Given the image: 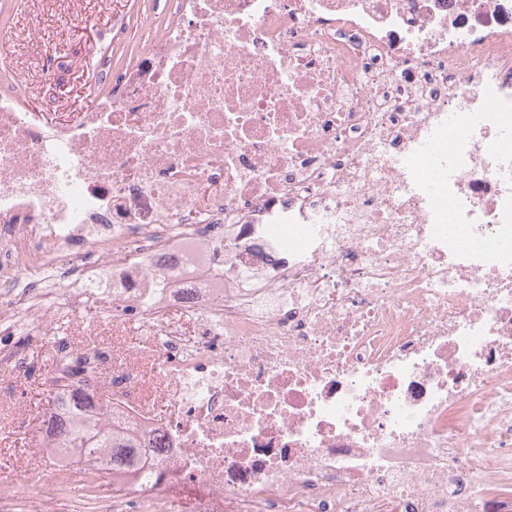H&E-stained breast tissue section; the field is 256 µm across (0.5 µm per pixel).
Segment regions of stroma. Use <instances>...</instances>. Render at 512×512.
Wrapping results in <instances>:
<instances>
[{
  "label": "stroma",
  "mask_w": 512,
  "mask_h": 512,
  "mask_svg": "<svg viewBox=\"0 0 512 512\" xmlns=\"http://www.w3.org/2000/svg\"><path fill=\"white\" fill-rule=\"evenodd\" d=\"M165 0H0V83L21 80L26 107L56 115L92 109L110 86L96 69L128 65L167 22ZM123 18L126 35L103 33ZM112 320L59 307L35 336L0 335V484H17L37 462L30 439L40 426L59 345L112 350Z\"/></svg>",
  "instance_id": "1"
}]
</instances>
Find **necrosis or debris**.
Instances as JSON below:
<instances>
[{"instance_id":"obj_1","label":"necrosis or debris","mask_w":512,"mask_h":512,"mask_svg":"<svg viewBox=\"0 0 512 512\" xmlns=\"http://www.w3.org/2000/svg\"><path fill=\"white\" fill-rule=\"evenodd\" d=\"M167 10L76 122L0 91V334L142 338L83 381L142 444L97 512H512V0Z\"/></svg>"}]
</instances>
